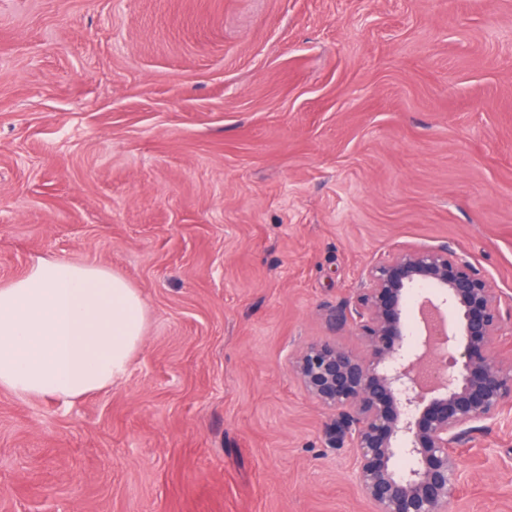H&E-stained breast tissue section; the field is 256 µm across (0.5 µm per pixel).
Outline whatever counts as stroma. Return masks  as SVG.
Returning a JSON list of instances; mask_svg holds the SVG:
<instances>
[{
    "label": "stroma",
    "instance_id": "stroma-1",
    "mask_svg": "<svg viewBox=\"0 0 512 512\" xmlns=\"http://www.w3.org/2000/svg\"><path fill=\"white\" fill-rule=\"evenodd\" d=\"M442 243L512 298V0H0V286L146 306L112 387L0 390V512H373L290 359ZM461 459L512 512V412Z\"/></svg>",
    "mask_w": 512,
    "mask_h": 512
}]
</instances>
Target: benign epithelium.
<instances>
[{
  "label": "benign epithelium",
  "mask_w": 512,
  "mask_h": 512,
  "mask_svg": "<svg viewBox=\"0 0 512 512\" xmlns=\"http://www.w3.org/2000/svg\"><path fill=\"white\" fill-rule=\"evenodd\" d=\"M436 290L434 296L426 293ZM417 297L422 328L409 323ZM457 311L448 333L431 317ZM365 348L312 343L291 361L303 390L331 411L323 434L348 444L356 481L374 512H448L459 489L461 449L512 407V357L490 356L512 335V302L447 244L407 250L365 273L342 310ZM403 457L408 467H397Z\"/></svg>",
  "instance_id": "1"
}]
</instances>
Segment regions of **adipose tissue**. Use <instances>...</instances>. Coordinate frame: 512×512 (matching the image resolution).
<instances>
[{
  "mask_svg": "<svg viewBox=\"0 0 512 512\" xmlns=\"http://www.w3.org/2000/svg\"><path fill=\"white\" fill-rule=\"evenodd\" d=\"M144 313L121 275L37 259L0 287V389L72 401L111 387L142 341Z\"/></svg>",
  "mask_w": 512,
  "mask_h": 512,
  "instance_id": "ef3b65f1",
  "label": "adipose tissue"
}]
</instances>
